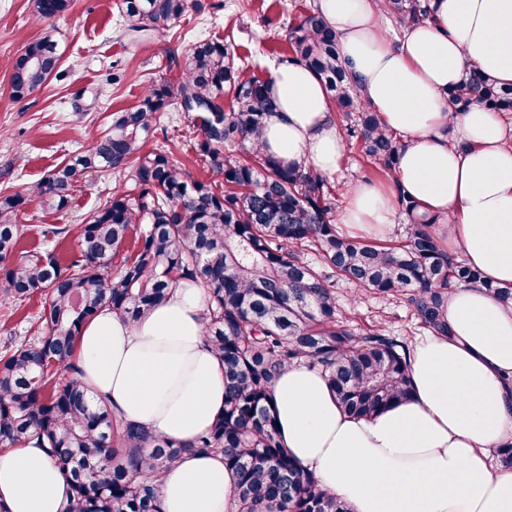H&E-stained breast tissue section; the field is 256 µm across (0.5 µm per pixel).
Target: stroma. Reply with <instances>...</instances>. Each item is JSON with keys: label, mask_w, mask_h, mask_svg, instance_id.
Instances as JSON below:
<instances>
[{"label": "stroma", "mask_w": 512, "mask_h": 512, "mask_svg": "<svg viewBox=\"0 0 512 512\" xmlns=\"http://www.w3.org/2000/svg\"><path fill=\"white\" fill-rule=\"evenodd\" d=\"M121 2L71 0L64 15L37 23L31 0H0V192L28 196L20 219L21 248L52 254L64 264L76 250L75 241L45 239L43 227L81 223L113 189H131L133 173L86 174L61 211L44 208L31 189L105 130L113 113L138 105L148 81L177 80L196 42L228 40L256 74L269 76L289 52V24L313 0H198L169 30L139 38L127 32ZM44 36L57 41L60 67L41 89L13 98V63L30 42ZM197 138L188 114L174 105L164 112L150 145L168 152L192 177L207 179L211 172L196 153ZM328 180L343 200L358 182L382 183L386 177L355 142ZM335 295L341 314L351 317L357 329L370 328L383 314L389 335L404 344L427 333L402 297L362 292L345 281L337 282ZM45 301L41 293L19 307L0 305V352L33 335Z\"/></svg>", "instance_id": "35a3bbf8"}]
</instances>
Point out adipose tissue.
Returning a JSON list of instances; mask_svg holds the SVG:
<instances>
[{"mask_svg": "<svg viewBox=\"0 0 512 512\" xmlns=\"http://www.w3.org/2000/svg\"><path fill=\"white\" fill-rule=\"evenodd\" d=\"M429 21L386 33L381 0H318L362 101L400 135L392 181L355 184L343 224L385 235L400 193L443 217L449 254L480 284L449 291L444 333L407 353L408 398L368 417L344 412L322 373L288 366L271 386L282 443L350 512H512V467L493 452L512 442V121L482 106L454 110L446 93L467 67L512 86V0H432ZM263 144L290 166L336 172L345 143L323 82L284 63L270 75ZM456 139H448L447 128ZM203 291L181 283L138 323L102 311L81 328L73 359L92 400L126 422L180 443L224 408V366L204 335ZM163 512H235L220 453H184L159 483ZM71 493L38 439L0 454L6 512H60Z\"/></svg>", "mask_w": 512, "mask_h": 512, "instance_id": "obj_1", "label": "adipose tissue"}]
</instances>
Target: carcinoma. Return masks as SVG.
<instances>
[{
    "mask_svg": "<svg viewBox=\"0 0 512 512\" xmlns=\"http://www.w3.org/2000/svg\"><path fill=\"white\" fill-rule=\"evenodd\" d=\"M135 36L168 30L193 0H123ZM70 0H33L38 22L64 13ZM383 13L403 26L431 18L432 0H383ZM286 62L312 70L330 92L347 136L388 177L400 137L383 129L359 98L336 36L317 6L288 29ZM60 57L44 37L12 67V96L39 90ZM232 45L194 44L178 84L161 78L140 104L117 112L83 153L54 167L32 188L60 211L78 176L134 171L132 191L117 189L82 223L42 230L77 240L67 265L19 248L26 199L0 194V302L21 304L42 291L41 331L0 356V446L13 448L36 431L67 471L72 493L61 512H161L157 481L181 454L220 452L235 477L236 512H349L343 501L301 470L279 440L270 387L293 363L320 370L348 413L371 415L408 397L401 342L386 334V316L364 333L338 318L333 290L343 279L379 294L405 296L431 331H448L440 307L448 290L480 282L479 272L448 256L435 225L405 192V238L387 245L341 235L336 194L326 177L290 168L265 152L259 138L275 103L270 78L247 76ZM182 97L196 113V152L222 180L189 179L169 155L147 148L161 113ZM229 103H224V99ZM456 109L480 105L512 112V86L476 67L448 90ZM314 256V261L305 255ZM205 292V336L224 364V412L194 442L182 445L118 420L92 405L77 377L75 340L85 323L109 309L135 322L162 304L172 285Z\"/></svg>",
    "mask_w": 512,
    "mask_h": 512,
    "instance_id": "1",
    "label": "carcinoma"
}]
</instances>
